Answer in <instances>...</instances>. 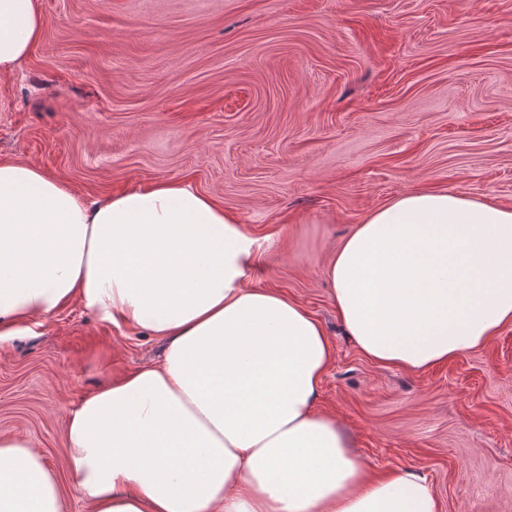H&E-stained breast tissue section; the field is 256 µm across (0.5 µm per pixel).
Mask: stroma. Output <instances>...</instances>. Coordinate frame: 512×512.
<instances>
[{
    "label": "stroma",
    "instance_id": "1",
    "mask_svg": "<svg viewBox=\"0 0 512 512\" xmlns=\"http://www.w3.org/2000/svg\"><path fill=\"white\" fill-rule=\"evenodd\" d=\"M0 77V161L86 201L188 179L270 240L249 284L335 345L319 407L375 472L422 474L441 512H512V325L424 371L380 365L330 300L328 260L413 190L512 207V0H40ZM162 339L72 302L0 341V434L66 457L70 413L161 361Z\"/></svg>",
    "mask_w": 512,
    "mask_h": 512
}]
</instances>
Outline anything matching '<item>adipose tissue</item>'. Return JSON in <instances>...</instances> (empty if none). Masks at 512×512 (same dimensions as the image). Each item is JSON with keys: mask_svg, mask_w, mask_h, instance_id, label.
<instances>
[{"mask_svg": "<svg viewBox=\"0 0 512 512\" xmlns=\"http://www.w3.org/2000/svg\"><path fill=\"white\" fill-rule=\"evenodd\" d=\"M43 32L0 0V75ZM264 243L180 178L89 204L0 161V337L76 302L165 342L163 360L85 398L67 463L91 512H441L425 477L373 474L318 408L334 346L296 300L249 286ZM358 349L422 371L512 325V207L414 190L374 208L327 265ZM60 477L0 435V512H63Z\"/></svg>", "mask_w": 512, "mask_h": 512, "instance_id": "ef3b65f1", "label": "adipose tissue"}]
</instances>
